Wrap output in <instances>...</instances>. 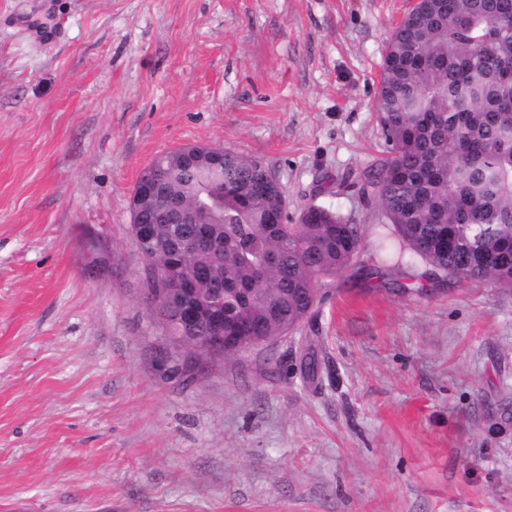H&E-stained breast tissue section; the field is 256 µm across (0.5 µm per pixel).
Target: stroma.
I'll list each match as a JSON object with an SVG mask.
<instances>
[{"label":"stroma","instance_id":"35a3bbf8","mask_svg":"<svg viewBox=\"0 0 512 512\" xmlns=\"http://www.w3.org/2000/svg\"><path fill=\"white\" fill-rule=\"evenodd\" d=\"M413 0H0V512H512V291L349 275L276 343L198 369L142 300L129 197L220 144L288 213L380 140Z\"/></svg>","mask_w":512,"mask_h":512}]
</instances>
